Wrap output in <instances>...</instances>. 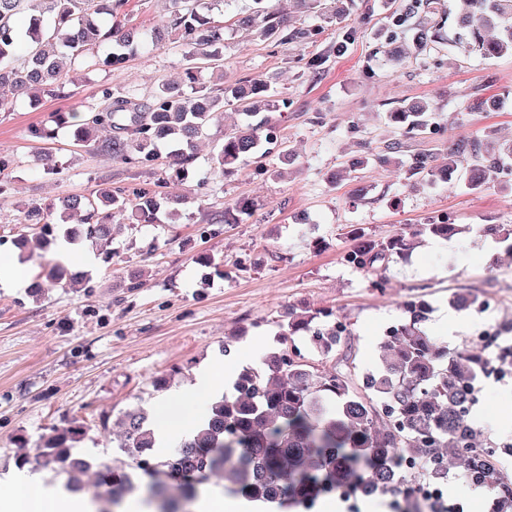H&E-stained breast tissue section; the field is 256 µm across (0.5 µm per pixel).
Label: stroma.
Segmentation results:
<instances>
[{"mask_svg":"<svg viewBox=\"0 0 512 512\" xmlns=\"http://www.w3.org/2000/svg\"><path fill=\"white\" fill-rule=\"evenodd\" d=\"M201 3L224 24L223 80L270 81L281 100L271 115L276 139L264 144L262 158H248L198 189L214 146L240 120L226 112L209 127L186 183L176 188L188 197L178 223L128 227L115 214L114 223L123 227L113 242L115 256L88 270L87 287L49 282L37 299L25 289L0 288V487L17 467L19 441L36 449L75 419L89 428L73 442V454L111 465L117 452L100 414L116 419L151 407L183 389L226 347L238 353L239 367L258 366L262 352L280 348V321L292 311L333 309L351 332L359 374L373 368L385 327L400 320L401 303L412 298L430 302L427 330L448 347L473 345L484 322L496 323L512 341V254L475 232L481 224L512 225V180L473 195L406 178L393 166L344 170L363 148L383 150L392 137L384 114L406 99L432 103L439 128L411 141V151L439 153L449 134L489 125L512 138V58L486 60L440 48L396 71L382 65L378 50L395 34L393 19L406 0H350L342 21L334 16V0H322L318 13L296 21L302 35L285 47L234 26V14L250 0ZM315 55L321 65L314 71L306 63ZM183 77L181 52L168 43L137 52L117 68L64 69L63 96L46 95L33 105L27 95H16L12 110L0 112V156L13 160L0 172L9 187L0 200V248H13L26 234L24 260L38 274L52 252L40 244L38 225L22 223L24 208L87 195L104 183L125 192L149 187L167 167L162 158L132 165L78 147L72 124H56L57 112L81 110L106 88L148 102L159 85ZM202 79L213 88L223 81L208 70ZM478 96L498 97L502 105L469 110ZM34 125L53 128L52 137L30 136ZM285 146L294 152L289 165L280 158ZM44 152L63 164L64 174L37 175L33 159ZM242 198L254 202V215L225 223V207ZM447 216L470 225V232L439 244L424 241L408 258L389 263L383 289L343 260L354 229L383 241ZM132 272L142 281L135 291L128 288ZM459 292L477 296L483 306L463 314L449 332L440 313ZM254 336L264 337L262 352L245 351ZM478 398L474 417L499 464L512 473V423L492 422L512 413V376H489Z\"/></svg>","mask_w":512,"mask_h":512,"instance_id":"obj_1","label":"stroma"}]
</instances>
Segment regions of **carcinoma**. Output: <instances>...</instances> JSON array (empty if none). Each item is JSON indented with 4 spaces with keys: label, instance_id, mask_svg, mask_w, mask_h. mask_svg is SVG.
<instances>
[{
    "label": "carcinoma",
    "instance_id": "cac0c4a2",
    "mask_svg": "<svg viewBox=\"0 0 512 512\" xmlns=\"http://www.w3.org/2000/svg\"><path fill=\"white\" fill-rule=\"evenodd\" d=\"M448 12H439L434 0H409L397 23L406 25L407 43L385 50L384 64L402 67L411 54L429 52L439 45L463 49L485 59L512 56V0H452ZM178 4L171 17L148 33L126 21L127 0H0V111L12 108L4 89L32 97L54 95L61 88L65 66L112 68L127 55L156 46L169 37L178 44L186 62L189 86L161 85L149 104L135 95L112 96L102 91L101 101L85 106L77 141L102 140L100 149L126 164L150 160L158 145L169 149L170 175L149 188L128 195L110 186L88 196L73 195L60 208L33 204L24 223L39 224L44 235L54 225H65V236L81 243L93 240L103 247L113 242L121 225L112 223L116 212L130 211L132 222L153 224L159 214L168 223L178 217L177 206L188 197L175 195L185 170L196 160L197 141L209 124L231 106L245 121L224 136L215 148L210 176L233 168L246 156L260 152L272 140L269 117L277 100L263 80H240L219 94L199 81L200 64L221 60L224 25L194 5ZM256 7L235 24L262 40L286 46L295 32L288 0H254ZM27 15L23 25L16 23ZM107 53L99 54L103 43ZM434 112L426 101H403L386 113V124L397 137L384 150L351 161V168L368 163L407 166L410 177L432 185L460 183L472 194L512 175V140L499 138L486 127L481 134H454L441 155L416 152L403 161L405 140L427 134ZM465 232L451 222L420 224L386 241L355 232L357 244L348 251L352 268L372 274L380 287L379 267L393 256H405L422 236L449 239ZM477 232L495 247L512 252V226L484 224ZM47 279L70 287L83 284L82 275L56 262L46 265ZM406 317L390 339L380 343L374 370L357 379L352 370L318 366L297 351L268 352L257 367L244 369L232 381L231 394L210 405L191 437L158 456L154 419L141 408L120 418L117 448L126 457L112 468V512L123 508L133 490L144 488L153 512H188L200 487L223 480L244 499L299 508L336 491L345 482L366 497L400 494L407 512H422L417 487L424 481L438 484L456 471L500 490L492 512H512V476L488 449L481 430L471 422L476 387L487 360L466 347L444 350L423 327L426 304H402ZM332 312L318 310L298 315L288 312L281 335L312 331L315 352L329 355L340 345L343 332L311 329ZM86 423L74 420L58 430L38 452L24 453L19 463L34 470L55 463L64 465L68 486L75 490L82 478L98 474L95 464L72 456L68 442L82 436Z\"/></svg>",
    "mask_w": 512,
    "mask_h": 512
}]
</instances>
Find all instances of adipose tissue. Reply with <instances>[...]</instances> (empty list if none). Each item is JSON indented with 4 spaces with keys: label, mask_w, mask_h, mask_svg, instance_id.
<instances>
[{
    "label": "adipose tissue",
    "mask_w": 512,
    "mask_h": 512,
    "mask_svg": "<svg viewBox=\"0 0 512 512\" xmlns=\"http://www.w3.org/2000/svg\"><path fill=\"white\" fill-rule=\"evenodd\" d=\"M235 373L216 359L198 368L192 382L154 405L156 451L164 453L177 438L190 436L201 423L210 403L224 393ZM85 502L68 491L45 485L40 477L17 470L6 493L0 494V512H84Z\"/></svg>",
    "instance_id": "adipose-tissue-1"
}]
</instances>
